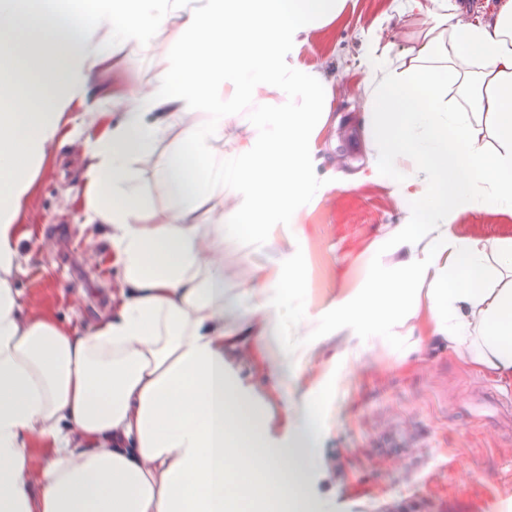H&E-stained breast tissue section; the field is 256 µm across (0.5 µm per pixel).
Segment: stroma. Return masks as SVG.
I'll return each mask as SVG.
<instances>
[{
    "label": "stroma",
    "instance_id": "35a3bbf8",
    "mask_svg": "<svg viewBox=\"0 0 512 512\" xmlns=\"http://www.w3.org/2000/svg\"><path fill=\"white\" fill-rule=\"evenodd\" d=\"M392 0H348L344 15L317 31L304 64L333 84V110L317 156L315 176L326 191L288 232L252 254L237 257L245 239L224 235V294L234 295L255 265L274 266L282 252H297L304 293L298 313L318 311L358 287L380 261L376 247L404 221L401 202L387 181L367 179L363 143L364 74L347 71L361 53L360 34L376 26ZM167 49L166 34L134 58L120 77L103 67L91 80L85 103L74 105L61 141L40 168L21 218L31 233L23 244L16 286L25 314L47 315L86 332L112 307L121 283L110 252L86 224L83 185L87 115L112 109L116 81L150 86ZM457 231L493 241L512 237V218L475 210ZM345 339L333 336L307 358L300 377L282 384L289 406L300 407ZM333 394L321 414L315 455L302 487L314 512H512V430L493 414L474 421L472 401L507 395L467 364L447 343L425 340L399 366L389 348L366 351L337 369Z\"/></svg>",
    "mask_w": 512,
    "mask_h": 512
}]
</instances>
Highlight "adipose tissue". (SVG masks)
I'll return each mask as SVG.
<instances>
[{
  "instance_id": "1",
  "label": "adipose tissue",
  "mask_w": 512,
  "mask_h": 512,
  "mask_svg": "<svg viewBox=\"0 0 512 512\" xmlns=\"http://www.w3.org/2000/svg\"><path fill=\"white\" fill-rule=\"evenodd\" d=\"M64 2L24 14L0 0V512H312L298 480L329 390L311 387L294 415L278 386L241 381V357L281 380L330 336L345 337L346 361L397 340L400 364L439 338L512 386V238L457 232L473 210L512 217V0L468 16L458 0H400L414 29L389 42L381 28L362 33L371 176L406 208L391 241L405 257L307 315L276 361L266 320L299 297L296 257L256 268L237 297L246 316L227 322L224 231L261 243L323 193L314 169L332 86L299 54L347 0H88L76 17ZM162 30L151 89L118 90L115 120L89 115L83 195L120 269L119 299L89 333L24 315L20 217L36 175L91 75ZM28 81L38 95L18 93ZM270 90L273 108L214 157L226 121ZM173 133L177 145L157 152ZM146 160L168 197L160 212L138 202Z\"/></svg>"
}]
</instances>
